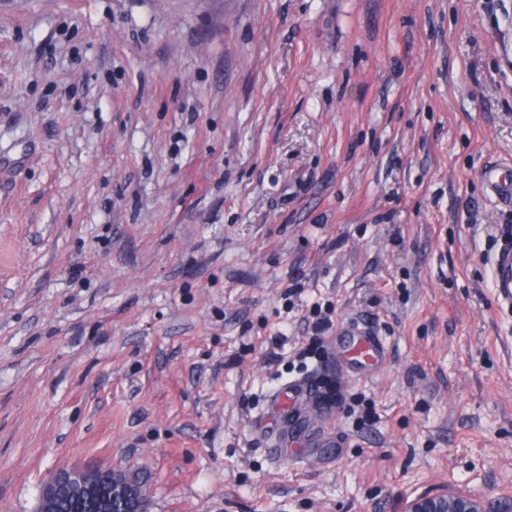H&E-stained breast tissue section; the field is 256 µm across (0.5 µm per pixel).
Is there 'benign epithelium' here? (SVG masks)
Wrapping results in <instances>:
<instances>
[{"mask_svg": "<svg viewBox=\"0 0 512 512\" xmlns=\"http://www.w3.org/2000/svg\"><path fill=\"white\" fill-rule=\"evenodd\" d=\"M80 501L86 512H141L137 485L116 478L103 484L93 470H62L44 486L40 512H61L63 498ZM406 512H487L481 501L463 493H426L415 497Z\"/></svg>", "mask_w": 512, "mask_h": 512, "instance_id": "benign-epithelium-1", "label": "benign epithelium"}]
</instances>
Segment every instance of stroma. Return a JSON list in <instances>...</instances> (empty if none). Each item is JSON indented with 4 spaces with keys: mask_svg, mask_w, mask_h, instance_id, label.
<instances>
[{
    "mask_svg": "<svg viewBox=\"0 0 512 512\" xmlns=\"http://www.w3.org/2000/svg\"><path fill=\"white\" fill-rule=\"evenodd\" d=\"M511 158L512 0H0V512L100 465L143 512L512 499ZM490 200L501 207H512V165L494 163L485 166L480 172ZM493 288L498 298L512 303V249L501 250L494 259ZM341 336H351L346 352L347 358L367 370L381 367L386 358V346L383 338L374 326L367 323H356L346 328ZM316 390L313 383L303 379L289 380L271 394L270 406L280 415L285 414L294 400L310 398Z\"/></svg>",
    "mask_w": 512,
    "mask_h": 512,
    "instance_id": "obj_1",
    "label": "stroma"
}]
</instances>
